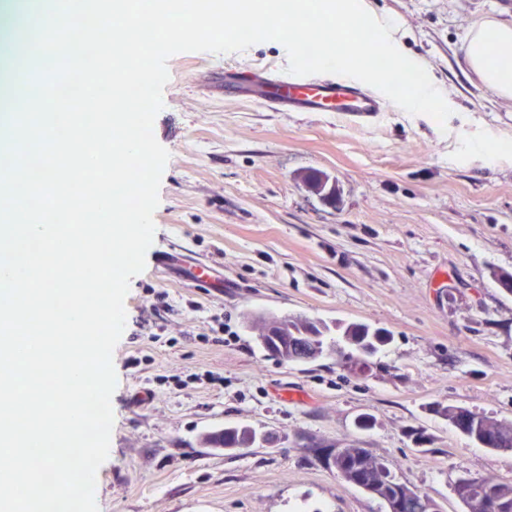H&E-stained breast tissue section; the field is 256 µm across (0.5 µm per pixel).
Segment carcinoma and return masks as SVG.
Returning a JSON list of instances; mask_svg holds the SVG:
<instances>
[{"label": "carcinoma", "instance_id": "cac0c4a2", "mask_svg": "<svg viewBox=\"0 0 512 512\" xmlns=\"http://www.w3.org/2000/svg\"><path fill=\"white\" fill-rule=\"evenodd\" d=\"M308 182L316 194L327 200H336V187L328 184V180L314 174L308 177ZM280 322L284 339L282 347L279 348L281 361L298 362L314 352L324 353L330 332L328 324L298 317H283ZM336 330L342 340L358 352V355L349 357L345 367L361 375L372 371L369 358L391 340L386 331L373 329L364 323H339ZM429 410L447 419L450 425L457 413L464 412L468 417V426L461 435L474 443L490 447L494 452L512 451V421L497 420L461 406L435 404ZM256 435V429L248 425L226 426L222 435L216 431L204 434L202 443L211 448L222 443L224 451L233 452L239 448L250 447ZM327 469L379 500L386 510L393 498L399 494V512H431L433 498L419 492L408 482L399 480L384 460L365 448H353L345 458L336 457V461L328 464ZM484 481L494 495V501L487 507L484 506L483 491L480 489L464 482L455 481L451 484L453 493L463 503L466 512H512V482H502L493 477H486Z\"/></svg>", "mask_w": 512, "mask_h": 512}]
</instances>
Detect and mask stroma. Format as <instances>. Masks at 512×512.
Returning a JSON list of instances; mask_svg holds the SVG:
<instances>
[{
	"instance_id": "obj_1",
	"label": "stroma",
	"mask_w": 512,
	"mask_h": 512,
	"mask_svg": "<svg viewBox=\"0 0 512 512\" xmlns=\"http://www.w3.org/2000/svg\"><path fill=\"white\" fill-rule=\"evenodd\" d=\"M362 4L393 22V42L439 86L446 126L396 106L357 124L237 101L225 66L285 70L273 40L168 60L153 131L170 158L112 356L99 512H384L322 465L313 449L324 441L385 459L443 512H464L456 477L512 481V452L475 445L430 410L512 421V294L491 277L512 272V99L464 61L471 29L511 19L512 0ZM316 172L336 184V205L310 189ZM165 250L217 273L203 287L176 259L158 273ZM253 315L365 323L392 340L367 376L344 367L346 345L285 364L260 346ZM228 425L276 442L233 454L201 445Z\"/></svg>"
}]
</instances>
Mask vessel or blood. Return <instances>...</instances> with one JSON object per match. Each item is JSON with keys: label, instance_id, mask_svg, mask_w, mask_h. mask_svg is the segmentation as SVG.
I'll use <instances>...</instances> for the list:
<instances>
[{"label": "vessel or blood", "instance_id": "1", "mask_svg": "<svg viewBox=\"0 0 512 512\" xmlns=\"http://www.w3.org/2000/svg\"><path fill=\"white\" fill-rule=\"evenodd\" d=\"M228 80L237 83L238 98L275 112H339L355 122H367L389 105L378 89L358 80L320 74L282 76L266 68L229 67Z\"/></svg>", "mask_w": 512, "mask_h": 512}]
</instances>
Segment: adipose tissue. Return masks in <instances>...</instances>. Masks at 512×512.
Returning a JSON list of instances; mask_svg holds the SVG:
<instances>
[{"label":"adipose tissue","mask_w":512,"mask_h":512,"mask_svg":"<svg viewBox=\"0 0 512 512\" xmlns=\"http://www.w3.org/2000/svg\"><path fill=\"white\" fill-rule=\"evenodd\" d=\"M497 44L512 49V22L487 19L478 23L471 31L465 47L467 67L475 72L486 89L496 96L512 98V52L494 55L489 45Z\"/></svg>","instance_id":"obj_1"}]
</instances>
